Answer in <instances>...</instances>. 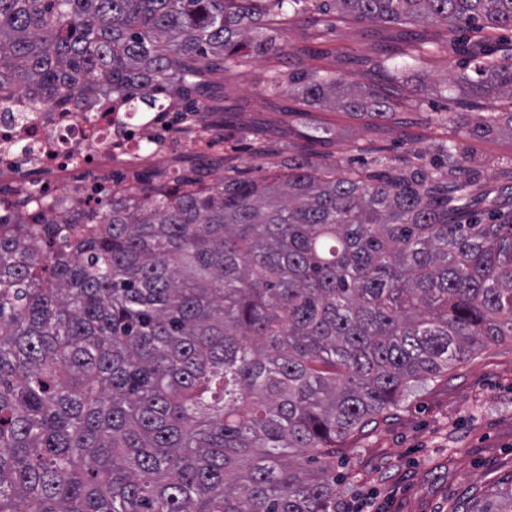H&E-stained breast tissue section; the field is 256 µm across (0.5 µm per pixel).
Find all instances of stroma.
Masks as SVG:
<instances>
[{
	"label": "stroma",
	"instance_id": "35a3bbf8",
	"mask_svg": "<svg viewBox=\"0 0 512 512\" xmlns=\"http://www.w3.org/2000/svg\"><path fill=\"white\" fill-rule=\"evenodd\" d=\"M317 35L306 15L295 16L282 33L283 52L253 58L225 70L220 58L203 64L231 111L225 117L224 155L254 177L279 170L278 157L253 156L246 129L264 127L273 141L303 146L311 126L331 135L319 146L323 159L341 169L366 160L364 149L387 147L395 163L427 164L439 148L456 142L473 155L476 183L500 192L512 185V130L488 137L465 135L489 112H511L512 100H476L455 81L464 66L460 44L470 31L448 36V52L416 64L401 60L399 80L387 84L399 108L391 119L356 116L303 101L297 90L265 92L271 73L330 71L347 83L363 81L354 58L376 55L395 43L400 30L381 24L337 21L323 15ZM512 474V342L492 344L455 363L448 372L415 385L391 412L350 437L336 457L338 499L350 512H452L471 495L489 493Z\"/></svg>",
	"mask_w": 512,
	"mask_h": 512
}]
</instances>
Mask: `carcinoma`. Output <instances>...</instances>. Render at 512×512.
<instances>
[{"mask_svg":"<svg viewBox=\"0 0 512 512\" xmlns=\"http://www.w3.org/2000/svg\"><path fill=\"white\" fill-rule=\"evenodd\" d=\"M423 31H512V0H0V95L36 104L110 88L207 84L281 49L300 13ZM457 83L512 97L484 42ZM393 56L361 57L366 74ZM307 102L386 119L374 83L293 74ZM489 112L476 136L499 131ZM255 155L280 156L261 128ZM384 146L345 174L295 154L250 178L194 163L174 187L112 196L60 226L0 234V512H336L344 442L417 383L512 341V213L456 145L427 166ZM455 512H512V474Z\"/></svg>","mask_w":512,"mask_h":512,"instance_id":"1","label":"carcinoma"}]
</instances>
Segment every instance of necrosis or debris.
I'll use <instances>...</instances> for the list:
<instances>
[{
    "label": "necrosis or debris",
    "instance_id": "4bbe7bcc",
    "mask_svg": "<svg viewBox=\"0 0 512 512\" xmlns=\"http://www.w3.org/2000/svg\"><path fill=\"white\" fill-rule=\"evenodd\" d=\"M181 108L171 99L152 114L130 112L123 97L109 93L45 106L22 92L0 99V191L62 224L69 216L50 210L48 196L85 209L106 186L120 193L149 174L170 183L185 154L224 151L206 113L194 114L188 131L167 128L165 114ZM79 168L86 176L77 182Z\"/></svg>",
    "mask_w": 512,
    "mask_h": 512
}]
</instances>
